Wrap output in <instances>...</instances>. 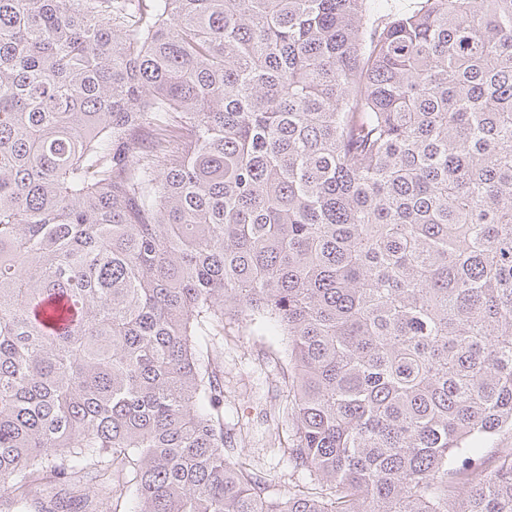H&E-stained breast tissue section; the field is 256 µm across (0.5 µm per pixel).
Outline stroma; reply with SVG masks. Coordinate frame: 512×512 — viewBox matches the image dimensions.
<instances>
[{"instance_id":"stroma-1","label":"stroma","mask_w":512,"mask_h":512,"mask_svg":"<svg viewBox=\"0 0 512 512\" xmlns=\"http://www.w3.org/2000/svg\"><path fill=\"white\" fill-rule=\"evenodd\" d=\"M203 346L216 354L224 381V429L232 438L231 458H246L280 495L307 482L293 469L288 441V338L273 325L225 320L224 333Z\"/></svg>"}]
</instances>
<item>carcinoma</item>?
Here are the masks:
<instances>
[{"label": "carcinoma", "mask_w": 512, "mask_h": 512, "mask_svg": "<svg viewBox=\"0 0 512 512\" xmlns=\"http://www.w3.org/2000/svg\"><path fill=\"white\" fill-rule=\"evenodd\" d=\"M226 315L288 336L286 496ZM506 432L512 0H0V512H512ZM202 345L217 355L224 381V432L232 437L230 458H247L271 488L288 495L309 482L293 469L288 446V337L270 323L224 319V336H203ZM282 443V444H281Z\"/></svg>", "instance_id": "1"}]
</instances>
